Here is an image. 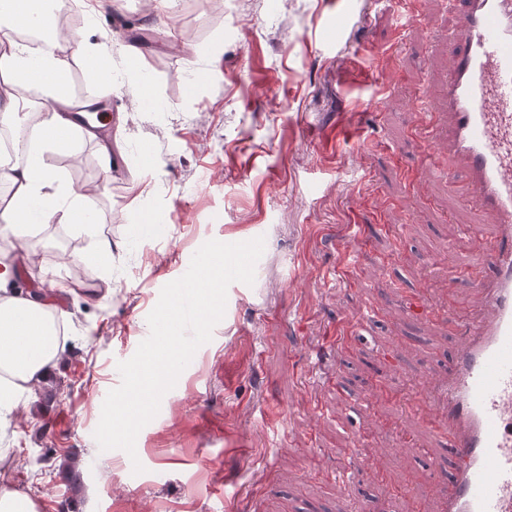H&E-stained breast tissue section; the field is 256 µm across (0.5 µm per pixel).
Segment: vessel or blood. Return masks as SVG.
<instances>
[{
	"label": "vessel or blood",
	"mask_w": 512,
	"mask_h": 512,
	"mask_svg": "<svg viewBox=\"0 0 512 512\" xmlns=\"http://www.w3.org/2000/svg\"><path fill=\"white\" fill-rule=\"evenodd\" d=\"M443 176L464 174L475 206L496 220L477 262L480 304L461 320L465 343L444 379L424 385L445 411L434 422L451 471L439 512H512V0H453Z\"/></svg>",
	"instance_id": "vessel-or-blood-1"
}]
</instances>
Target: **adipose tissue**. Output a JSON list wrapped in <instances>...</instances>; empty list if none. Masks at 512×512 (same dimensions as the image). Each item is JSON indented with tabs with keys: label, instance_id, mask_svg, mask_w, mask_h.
Listing matches in <instances>:
<instances>
[{
	"label": "adipose tissue",
	"instance_id": "adipose-tissue-1",
	"mask_svg": "<svg viewBox=\"0 0 512 512\" xmlns=\"http://www.w3.org/2000/svg\"><path fill=\"white\" fill-rule=\"evenodd\" d=\"M64 0H0V70L9 76L0 82V119L10 120L18 109L15 88L34 84L42 90L44 119L32 129L20 130L30 148L25 160L11 169L7 181L12 194L0 217L11 224L96 222L86 206L87 191L64 184L45 155L69 144L68 128L76 108L64 88L68 60L57 52L69 45L82 53L93 84L112 81V49L95 43L94 27L81 31L60 28L55 22ZM44 39L46 47L32 52L19 39L21 32ZM26 259L24 250L0 260V369L35 386L48 381L58 368L59 337L54 330L65 312L60 297L72 293V284L58 281L54 270H41L39 286L17 290L16 280Z\"/></svg>",
	"mask_w": 512,
	"mask_h": 512
}]
</instances>
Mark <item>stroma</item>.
Returning a JSON list of instances; mask_svg holds the SVG:
<instances>
[{
	"label": "stroma",
	"mask_w": 512,
	"mask_h": 512,
	"mask_svg": "<svg viewBox=\"0 0 512 512\" xmlns=\"http://www.w3.org/2000/svg\"><path fill=\"white\" fill-rule=\"evenodd\" d=\"M403 14L425 21L404 27ZM455 23L448 0H105L95 40L112 47V83H86L73 57L67 90L109 101L112 169L80 136L49 155L69 186L96 187L99 221L0 218V250L28 253L19 289L53 266L110 292L65 297L55 376L17 387L0 413V486L38 512H436L430 481L447 478L448 453L420 387L461 348L450 318L477 298L448 268L495 235L421 136L446 109ZM136 29L148 44L130 58ZM134 67L151 89L141 106ZM473 224L481 238L464 234ZM257 237L254 284L229 286L136 458L100 451L102 404L161 289L206 241ZM104 238L112 253L95 258ZM335 334L329 377L312 381Z\"/></svg>",
	"instance_id": "obj_1"
}]
</instances>
